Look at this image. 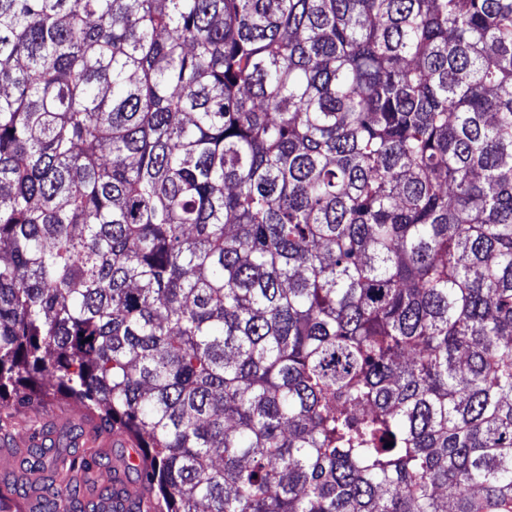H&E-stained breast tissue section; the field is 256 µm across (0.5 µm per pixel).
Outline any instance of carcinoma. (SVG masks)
<instances>
[{"instance_id":"1","label":"carcinoma","mask_w":512,"mask_h":512,"mask_svg":"<svg viewBox=\"0 0 512 512\" xmlns=\"http://www.w3.org/2000/svg\"><path fill=\"white\" fill-rule=\"evenodd\" d=\"M51 391L154 512H512V0H0V405Z\"/></svg>"}]
</instances>
